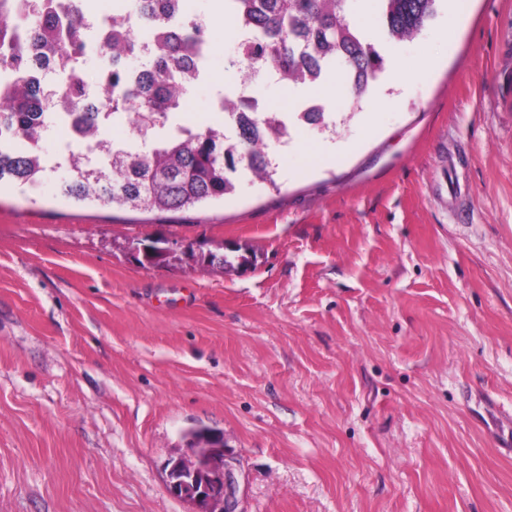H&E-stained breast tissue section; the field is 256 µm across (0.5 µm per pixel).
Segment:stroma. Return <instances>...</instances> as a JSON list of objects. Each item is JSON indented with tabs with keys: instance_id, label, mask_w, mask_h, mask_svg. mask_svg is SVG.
Instances as JSON below:
<instances>
[{
	"instance_id": "obj_1",
	"label": "stroma",
	"mask_w": 512,
	"mask_h": 512,
	"mask_svg": "<svg viewBox=\"0 0 512 512\" xmlns=\"http://www.w3.org/2000/svg\"><path fill=\"white\" fill-rule=\"evenodd\" d=\"M181 121L243 83L224 0ZM448 5L326 129L289 128L273 183L177 212L77 204L66 168L0 184V512H191L182 430L224 433L235 512H512V0ZM326 154L314 163L315 150ZM249 264L144 268L135 237Z\"/></svg>"
}]
</instances>
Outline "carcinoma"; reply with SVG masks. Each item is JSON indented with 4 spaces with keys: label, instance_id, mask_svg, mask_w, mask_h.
<instances>
[{
    "label": "carcinoma",
    "instance_id": "cac0c4a2",
    "mask_svg": "<svg viewBox=\"0 0 512 512\" xmlns=\"http://www.w3.org/2000/svg\"><path fill=\"white\" fill-rule=\"evenodd\" d=\"M140 16L160 32L157 51L149 66L137 72L138 81L123 96L112 100V108L126 110L136 131L147 135L169 125L168 134L153 143L146 155L127 151L107 156L84 167L69 169L62 194L89 205L126 207L143 211H178L219 201L236 190L233 174L238 166L275 184L268 149L280 142L286 130L266 134L275 122L261 112H252L253 98L224 100V106L240 112L229 136L219 126L193 129L177 123L176 83L191 66L185 38L169 28L165 0H139ZM244 15L255 38L241 48L242 56L269 65L283 81L295 86L321 82L331 75L347 78L354 102L362 101L385 71V57L377 50L369 32L352 19L348 0H224ZM382 32L395 41L411 40L437 15V0H378ZM20 9L34 21L25 43L18 41L13 18ZM82 18L62 20L54 0H0V64L16 70L28 68L31 57L66 63L80 50ZM104 51L116 72L112 87L125 81L124 57L136 54L133 43L117 32L107 35ZM78 122L95 139L90 150L107 148L103 121L112 114L81 102L78 83L70 86ZM37 81L0 87V182L34 185L46 174L40 142L54 114L46 111ZM306 124L329 126L324 105L303 112ZM206 265L219 270L234 266L224 254L223 244L207 249ZM188 450L200 454L204 446L224 439L207 427L185 432Z\"/></svg>",
    "mask_w": 512,
    "mask_h": 512
}]
</instances>
